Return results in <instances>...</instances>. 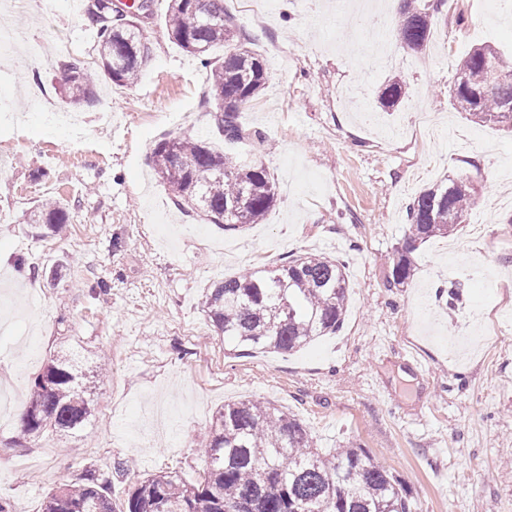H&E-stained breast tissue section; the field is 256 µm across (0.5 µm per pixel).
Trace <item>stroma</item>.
I'll list each match as a JSON object with an SVG mask.
<instances>
[{
	"label": "stroma",
	"mask_w": 512,
	"mask_h": 512,
	"mask_svg": "<svg viewBox=\"0 0 512 512\" xmlns=\"http://www.w3.org/2000/svg\"><path fill=\"white\" fill-rule=\"evenodd\" d=\"M87 4L0 0V27L21 36L0 58V315L12 322L0 381L23 407L51 357L76 348L84 368L111 363L80 432L21 447L16 416L0 422V494L15 512H41L47 492L89 469L111 477L117 504L161 471L198 480L215 412L251 397L301 419L323 452L365 448L412 512H512V135L458 112L452 93L474 46L512 67L499 0H448L418 52L396 43L390 14L360 23L344 0H271L263 15L224 0L266 64L240 120L278 194L241 232L180 208L149 161L169 136L220 140L208 69L165 32L168 0L139 22L152 45L140 80L104 75L97 106L67 102L61 62L98 63ZM395 76L405 94L385 112L378 94ZM160 112L186 120L164 125ZM448 177L475 185L474 207L393 285L408 202ZM48 199L69 213L58 235L31 221ZM306 252L346 263L340 332L289 354L230 351L202 308L207 289ZM24 269L36 294L17 286ZM407 352L423 372L407 374Z\"/></svg>",
	"instance_id": "35a3bbf8"
}]
</instances>
